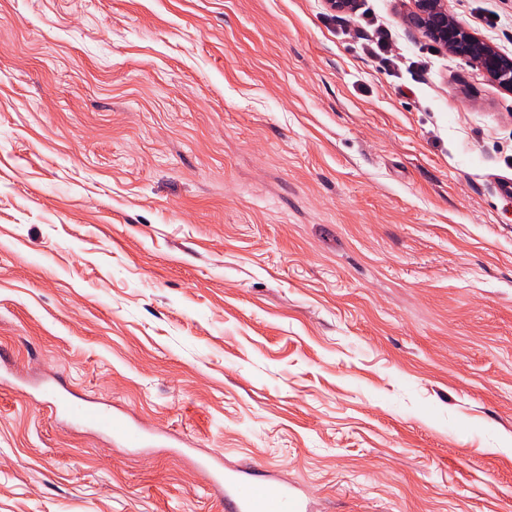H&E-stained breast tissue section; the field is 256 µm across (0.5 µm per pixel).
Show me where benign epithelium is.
Masks as SVG:
<instances>
[{
  "instance_id": "benign-epithelium-1",
  "label": "benign epithelium",
  "mask_w": 512,
  "mask_h": 512,
  "mask_svg": "<svg viewBox=\"0 0 512 512\" xmlns=\"http://www.w3.org/2000/svg\"><path fill=\"white\" fill-rule=\"evenodd\" d=\"M409 22L452 53L479 67L494 83L512 92V59L448 14V0H410Z\"/></svg>"
}]
</instances>
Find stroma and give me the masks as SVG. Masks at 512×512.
<instances>
[{
  "label": "stroma",
  "mask_w": 512,
  "mask_h": 512,
  "mask_svg": "<svg viewBox=\"0 0 512 512\" xmlns=\"http://www.w3.org/2000/svg\"><path fill=\"white\" fill-rule=\"evenodd\" d=\"M408 6L0 0V512H512V92ZM42 392L54 400L55 408L66 417L99 433L112 434L125 448H140L144 442L140 429L120 423L111 411L94 406L83 399L68 397L50 386L44 387ZM210 480L224 485V509L227 512H309V504L274 472L259 478L248 464L230 468L216 459Z\"/></svg>",
  "instance_id": "stroma-1"
}]
</instances>
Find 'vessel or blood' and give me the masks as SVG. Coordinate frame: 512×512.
Listing matches in <instances>:
<instances>
[{
	"label": "vessel or blood",
	"mask_w": 512,
	"mask_h": 512,
	"mask_svg": "<svg viewBox=\"0 0 512 512\" xmlns=\"http://www.w3.org/2000/svg\"><path fill=\"white\" fill-rule=\"evenodd\" d=\"M43 392L69 419L99 433L113 435L125 447L142 445V431L120 423L111 411L68 397L49 386ZM210 480L213 485L223 487L226 512H310L309 505L290 489L287 481L274 473L258 476L246 464L232 468L223 464L215 466Z\"/></svg>",
	"instance_id": "b4317fda"
}]
</instances>
